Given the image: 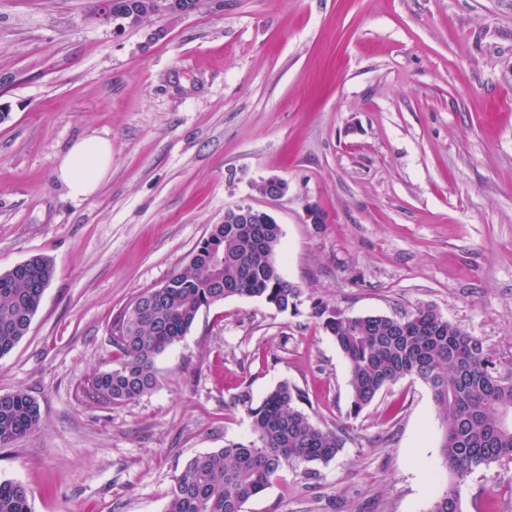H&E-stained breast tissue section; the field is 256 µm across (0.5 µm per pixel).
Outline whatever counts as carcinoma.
I'll return each mask as SVG.
<instances>
[{
	"mask_svg": "<svg viewBox=\"0 0 512 512\" xmlns=\"http://www.w3.org/2000/svg\"><path fill=\"white\" fill-rule=\"evenodd\" d=\"M280 228L275 224H215L191 253L187 266L161 288L139 294L113 322L112 368L93 375L86 393L121 405L158 385L155 359L181 341L200 311L230 297H257L279 311L297 308L300 289L276 263ZM52 275L44 257L0 274V357L27 335ZM313 316L348 363L356 416L384 389L419 380L432 392L444 431L443 462L449 482L429 512H460V490L475 469L512 457V381L495 374L481 340L430 307L408 319L348 316L321 302ZM251 420L252 436L191 457L174 478L166 512H244L285 467L327 464L344 447L343 429H322L300 409L305 394L287 382L259 403L249 391L233 396ZM36 401L18 391L0 395V446L39 424ZM0 512H31L19 482L0 481Z\"/></svg>",
	"mask_w": 512,
	"mask_h": 512,
	"instance_id": "1",
	"label": "carcinoma"
}]
</instances>
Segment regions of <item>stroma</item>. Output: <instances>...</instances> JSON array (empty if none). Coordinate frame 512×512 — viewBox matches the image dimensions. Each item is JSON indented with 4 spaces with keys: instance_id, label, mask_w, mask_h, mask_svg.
I'll return each mask as SVG.
<instances>
[{
    "instance_id": "stroma-1",
    "label": "stroma",
    "mask_w": 512,
    "mask_h": 512,
    "mask_svg": "<svg viewBox=\"0 0 512 512\" xmlns=\"http://www.w3.org/2000/svg\"><path fill=\"white\" fill-rule=\"evenodd\" d=\"M223 2L117 34L90 0H0V274L53 263L0 357V394L40 407L0 447V481L24 484L31 512H165L191 456L250 438L233 395L285 381L345 445L244 512H428L448 480L430 390L401 380L350 417L348 363L312 304L433 307L512 377V0ZM89 136L111 141L112 169L75 199L55 170ZM269 177L282 197L257 192ZM241 202L280 225L296 310L225 299L157 357L153 392L87 397L115 318ZM460 512H512V459L468 477Z\"/></svg>"
}]
</instances>
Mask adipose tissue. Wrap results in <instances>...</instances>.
Here are the masks:
<instances>
[{
  "label": "adipose tissue",
  "instance_id": "1",
  "mask_svg": "<svg viewBox=\"0 0 512 512\" xmlns=\"http://www.w3.org/2000/svg\"><path fill=\"white\" fill-rule=\"evenodd\" d=\"M111 167V142L90 136L70 147L61 159L56 175L72 198L86 199L97 192Z\"/></svg>",
  "mask_w": 512,
  "mask_h": 512
}]
</instances>
